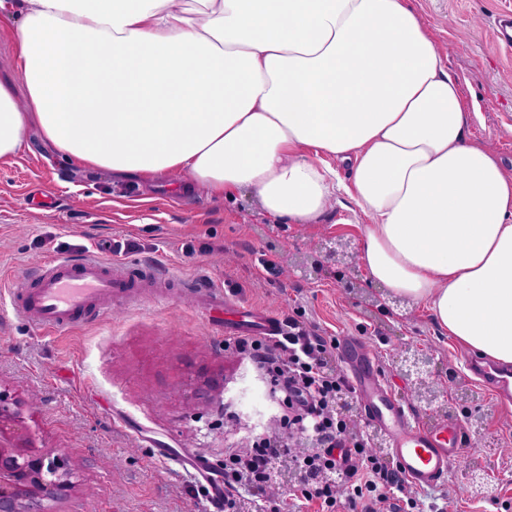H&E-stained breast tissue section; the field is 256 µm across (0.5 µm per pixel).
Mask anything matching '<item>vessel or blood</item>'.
I'll return each mask as SVG.
<instances>
[{"instance_id": "b4317fda", "label": "vessel or blood", "mask_w": 512, "mask_h": 512, "mask_svg": "<svg viewBox=\"0 0 512 512\" xmlns=\"http://www.w3.org/2000/svg\"><path fill=\"white\" fill-rule=\"evenodd\" d=\"M492 38L501 48L512 49V9L499 12L492 23ZM140 269L122 261H103L95 255L80 259L51 257L43 261L34 280L16 278L11 285L15 311L39 330L62 333L89 310L103 311L114 296L135 287ZM211 310L223 313L226 330L262 336L276 335V318L255 310H238L218 291L201 289ZM343 357L350 368L360 412L386 438L388 451L408 481L431 486L441 481L462 455V432L452 421L421 424L378 374L373 359L360 339H344ZM160 457L181 459L209 485L213 498L224 489L212 480L208 464L174 448L159 449Z\"/></svg>"}]
</instances>
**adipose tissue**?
<instances>
[{"instance_id":"ef3b65f1","label":"adipose tissue","mask_w":512,"mask_h":512,"mask_svg":"<svg viewBox=\"0 0 512 512\" xmlns=\"http://www.w3.org/2000/svg\"><path fill=\"white\" fill-rule=\"evenodd\" d=\"M25 97L0 78V159L30 126L63 159L318 224L367 216L369 280L512 365V173L412 0H0ZM348 170L337 184L335 165Z\"/></svg>"}]
</instances>
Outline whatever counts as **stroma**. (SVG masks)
<instances>
[{
	"mask_svg": "<svg viewBox=\"0 0 512 512\" xmlns=\"http://www.w3.org/2000/svg\"><path fill=\"white\" fill-rule=\"evenodd\" d=\"M414 4L465 97L481 103L473 135L512 172V52L489 32L512 0ZM181 181L114 180L64 161L33 128L16 155L0 159V290L53 254L155 272L136 299L57 334L0 297V387L34 397L33 435L77 469L74 489L50 512H224L193 472L155 449H183L219 474L225 451L278 432V395L252 362L225 350L224 323L200 305L199 285L325 336L363 338L418 422L463 428L465 455L431 490L442 512H512V402L484 386L472 355L424 307L368 281L356 258L366 222L356 204L345 196L323 223L290 224L265 214L250 191L227 198L181 190ZM407 345L431 359L433 403L418 401L400 370ZM473 471L487 495L469 493Z\"/></svg>",
	"mask_w": 512,
	"mask_h": 512,
	"instance_id": "35a3bbf8",
	"label": "stroma"
}]
</instances>
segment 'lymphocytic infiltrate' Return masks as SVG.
Returning a JSON list of instances; mask_svg holds the SVG:
<instances>
[{"instance_id":"f902f5d3","label":"lymphocytic infiltrate","mask_w":512,"mask_h":512,"mask_svg":"<svg viewBox=\"0 0 512 512\" xmlns=\"http://www.w3.org/2000/svg\"><path fill=\"white\" fill-rule=\"evenodd\" d=\"M281 335L230 338L225 348L248 356L283 393L288 409L285 431H315L313 450L293 452L282 438L258 435L251 446L224 455V512H239L243 492L258 495L259 512H413L422 506L420 491L397 464L374 449L367 432L351 425L336 406L353 388L337 369V342L303 321L283 319ZM287 458L299 481L288 494L270 491L273 463Z\"/></svg>"}]
</instances>
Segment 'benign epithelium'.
<instances>
[{
  "mask_svg": "<svg viewBox=\"0 0 512 512\" xmlns=\"http://www.w3.org/2000/svg\"><path fill=\"white\" fill-rule=\"evenodd\" d=\"M415 385L430 376V360L407 348L399 356ZM24 401L0 390V512H47L46 502L74 488V468L55 462V450L36 444L25 422Z\"/></svg>",
  "mask_w": 512,
  "mask_h": 512,
  "instance_id": "benign-epithelium-1",
  "label": "benign epithelium"
}]
</instances>
